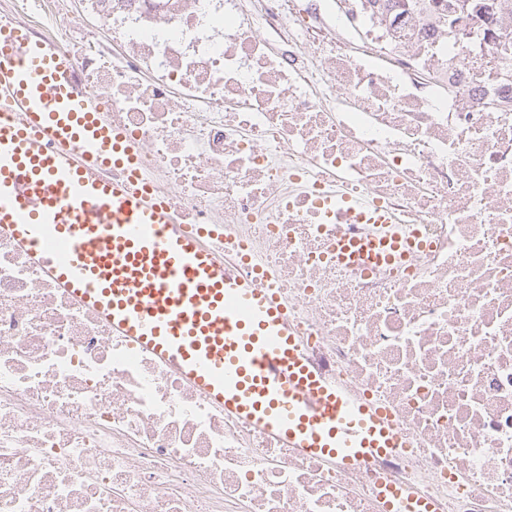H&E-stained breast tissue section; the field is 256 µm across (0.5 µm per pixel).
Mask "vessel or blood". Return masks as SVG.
<instances>
[{"label": "vessel or blood", "mask_w": 512, "mask_h": 512, "mask_svg": "<svg viewBox=\"0 0 512 512\" xmlns=\"http://www.w3.org/2000/svg\"><path fill=\"white\" fill-rule=\"evenodd\" d=\"M70 71L51 42L0 29V225L113 332L286 447L346 468L401 447L386 410L310 365L277 294L225 270L200 232L137 189L135 145ZM109 165L126 178L103 177ZM414 249L396 233L333 246L341 263Z\"/></svg>", "instance_id": "obj_1"}]
</instances>
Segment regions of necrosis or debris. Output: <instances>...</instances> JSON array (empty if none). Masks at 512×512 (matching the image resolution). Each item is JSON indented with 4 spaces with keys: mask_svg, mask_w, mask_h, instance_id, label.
Masks as SVG:
<instances>
[{
    "mask_svg": "<svg viewBox=\"0 0 512 512\" xmlns=\"http://www.w3.org/2000/svg\"><path fill=\"white\" fill-rule=\"evenodd\" d=\"M137 147L153 196L262 268L304 355L403 443L301 457L115 334L0 231V512H512V0H0ZM381 211L420 248L337 262Z\"/></svg>",
    "mask_w": 512,
    "mask_h": 512,
    "instance_id": "1",
    "label": "necrosis or debris"
}]
</instances>
